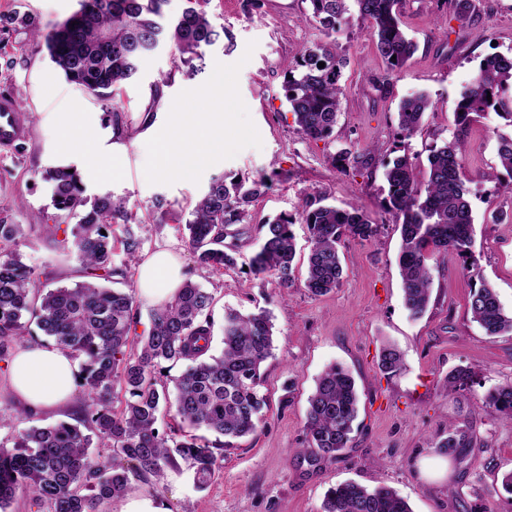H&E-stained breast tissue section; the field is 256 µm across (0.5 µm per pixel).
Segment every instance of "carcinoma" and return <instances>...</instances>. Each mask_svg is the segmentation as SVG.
Segmentation results:
<instances>
[{"instance_id":"carcinoma-1","label":"carcinoma","mask_w":512,"mask_h":512,"mask_svg":"<svg viewBox=\"0 0 512 512\" xmlns=\"http://www.w3.org/2000/svg\"><path fill=\"white\" fill-rule=\"evenodd\" d=\"M354 2L360 18L370 21L376 50L386 76L406 66L417 50L402 24L406 0H308L307 17L317 23L324 38L304 47L289 65L284 96L295 116L298 133L317 141L332 136L341 109V78L347 60L336 42V24L349 19ZM168 0H79L68 18L41 25L16 14L11 21L28 29L37 45L66 80L98 95L105 114L119 119L112 91L131 79L139 61L162 43L175 50L188 77L202 72L204 49L224 38L187 0L174 22L166 27L158 18ZM324 67H319V63ZM432 106L419 94L401 102L398 129L412 137ZM494 111L512 126V55L484 57L461 91L456 105V135L434 147L428 170L419 176L406 154L386 164L385 203L400 228L399 270L405 307L421 317L432 294L428 258L453 250L464 264L476 268L473 255L474 217L467 199L463 161L466 135L477 118ZM500 165L512 174V135H497ZM342 172L369 164L368 155L344 149L331 157ZM51 183L57 222L77 219L71 229L79 260L90 279L73 287H36L35 271L15 249L24 237L21 224H0V361L36 324L44 335L80 360L78 386L84 390L74 422L33 427L14 437L12 448L0 446V512L19 493L47 512H98L105 499L125 494L135 481L148 482L168 468L180 466L202 485L220 467V450L234 440L257 432L267 398L260 393L263 364L273 356V323L268 311L243 315L224 313V350L211 353L214 296L187 281L168 302L150 312V329L129 351L134 294L100 284L117 274L112 255L121 245L129 262H136L140 239L130 225L135 215L129 200L104 194L83 197L77 173L70 166L43 173ZM269 178L246 181L233 177L214 180L195 203L186 220L187 243L197 262L219 272L236 265L235 249L224 245V230L240 224L253 200L268 187ZM313 195L302 208V223L309 233L310 250L304 288L313 296L340 287L343 266L341 243L367 241L378 226L358 209L345 210ZM128 225L125 236H112V225ZM295 220L282 215L260 224V250L252 257L250 272L271 276L278 286L294 285ZM471 318L488 336L512 335V313H506L497 292L483 282L471 292ZM187 363L185 372L168 387L158 377L163 364ZM378 366L394 376L403 368V355L392 345L381 348ZM451 389L473 383L472 372L460 368L446 380ZM129 395L121 408L114 406L116 389ZM305 437L311 460L336 459L349 447L359 412V394L350 372L329 365L308 399ZM173 412L174 423L158 427L160 409ZM479 410L488 416L512 417V384L497 387L482 398ZM109 449L105 461L88 454L93 441ZM472 447L468 431L448 426V435L435 443L436 452L456 456ZM321 512H412L406 499L391 487L369 489L355 482L330 487Z\"/></svg>"}]
</instances>
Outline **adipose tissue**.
Returning <instances> with one entry per match:
<instances>
[{
  "label": "adipose tissue",
  "instance_id": "obj_1",
  "mask_svg": "<svg viewBox=\"0 0 512 512\" xmlns=\"http://www.w3.org/2000/svg\"><path fill=\"white\" fill-rule=\"evenodd\" d=\"M228 117L221 112H188L183 116L182 135L167 140L164 148L179 153L177 175L194 177L198 164L224 149ZM181 283L180 262L169 247L158 248L137 266L136 288L150 305L165 302ZM79 363L68 351L54 345L26 344L8 361L4 378L15 400L25 408L54 413L70 404L76 391Z\"/></svg>",
  "mask_w": 512,
  "mask_h": 512
}]
</instances>
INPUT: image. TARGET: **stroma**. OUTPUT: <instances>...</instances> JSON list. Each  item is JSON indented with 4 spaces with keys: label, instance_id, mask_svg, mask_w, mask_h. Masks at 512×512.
I'll return each instance as SVG.
<instances>
[{
    "label": "stroma",
    "instance_id": "1",
    "mask_svg": "<svg viewBox=\"0 0 512 512\" xmlns=\"http://www.w3.org/2000/svg\"><path fill=\"white\" fill-rule=\"evenodd\" d=\"M475 11L457 19L452 0H407L404 29L417 44L401 72L386 76L367 21L352 19L337 32L348 63L345 95L332 137L304 139L284 98V74L294 56L321 39L315 23L304 20L305 0H208L211 22L229 38L207 49L205 70L184 76L171 47L144 57L138 73L115 95L118 121L107 120L100 103L70 84L39 48L21 52L24 29L0 36V96L19 101L32 132L17 151L0 149V222L25 224L19 244L24 262L48 274V286L86 281L83 265L53 236L35 226L42 214L54 216L45 170L65 164L76 168L87 197L111 193L129 197L139 217L141 255L172 245L180 253L181 276L213 294V350L223 347L224 312L268 310L274 324L273 355L263 365L260 391L267 398L257 433L224 453L219 470L197 487L185 470L169 469L152 485L135 484L133 494L150 499L161 512H321L326 490L354 481L390 486L413 512H512V495L501 489L512 471V418L479 412L480 397L512 383V335L488 336L468 312L469 296L480 281L496 288L505 310H512V197L487 173L498 166L497 136L512 132L495 112H487L468 135L465 175L474 224L476 271L466 269L455 252L428 260L433 289L426 313L411 318L404 307L398 266L400 230L382 206L387 194V161L406 154L418 171L428 168L433 147L450 140L454 109L463 87L486 55L512 53V0H474ZM77 0H0V17L31 11L40 23L62 20ZM223 73V98L211 94L212 79ZM168 76L161 98L153 84ZM418 93L433 103L418 132L398 134L400 102ZM230 112L223 154L209 160L193 179L156 177L158 160L167 166L162 146L182 112ZM91 129L92 138L81 137ZM373 149L368 167L342 173L331 155L342 149ZM269 176L270 187L255 200L243 223L229 226L226 245L235 246L237 265L215 273L200 266L182 226L213 179ZM322 192L337 207L360 210L381 227L375 238L341 247L344 278L340 288L311 296L303 286L309 252L304 224L293 226L297 255L295 286L282 291L270 278L246 267L259 249V222L282 214L299 215L305 200ZM171 212L153 223L156 199ZM396 345L405 368L385 376L378 368L384 343ZM346 366L360 393L359 428L335 461L312 463L304 448L308 398L330 364ZM466 368L475 383L469 390L449 389L450 372ZM72 407L47 415L20 405L0 417V442L36 426L70 420ZM466 427L474 445L458 458L434 454L449 425ZM447 465L438 480L430 467Z\"/></svg>",
    "mask_w": 512,
    "mask_h": 512
}]
</instances>
